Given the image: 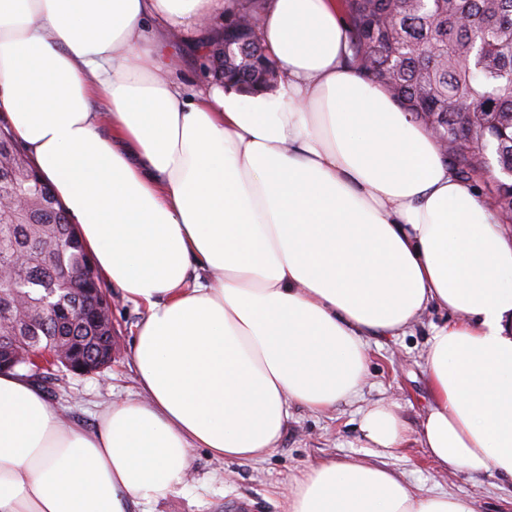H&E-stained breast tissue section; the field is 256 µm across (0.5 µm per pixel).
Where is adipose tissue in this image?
Returning <instances> with one entry per match:
<instances>
[{
    "label": "adipose tissue",
    "mask_w": 512,
    "mask_h": 512,
    "mask_svg": "<svg viewBox=\"0 0 512 512\" xmlns=\"http://www.w3.org/2000/svg\"><path fill=\"white\" fill-rule=\"evenodd\" d=\"M232 0H0V116L51 183L99 271L144 317L137 399L95 428L64 422L22 372H0V512H132L171 493L188 449L254 461L288 407L357 398L365 339L429 308L421 428L440 464L512 477V233L432 134L347 60L336 0H268L282 80L186 93L159 42ZM108 112L111 137L98 133ZM365 443L394 449L390 407ZM289 512H475L391 471L311 466Z\"/></svg>",
    "instance_id": "adipose-tissue-1"
}]
</instances>
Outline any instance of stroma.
<instances>
[{"mask_svg": "<svg viewBox=\"0 0 512 512\" xmlns=\"http://www.w3.org/2000/svg\"><path fill=\"white\" fill-rule=\"evenodd\" d=\"M174 78L196 91L213 85L199 49L181 38L162 46ZM112 324L120 347L103 371L77 375L54 370L37 379L45 401L69 422L95 427L100 413L113 404L137 398L139 386L130 350L144 310L112 288ZM445 313L431 310L400 336L366 339L365 374L360 396L328 411L292 406L278 443L258 461L218 460L208 449H190L186 477L176 491L147 504L146 512H289L288 486L295 476L324 460H344L380 466L397 473L418 495L444 493L473 501L476 512H512V478L493 471L467 474L448 470L435 461L420 440L421 423L431 405L424 368L426 342L433 325ZM375 404L392 407L400 417L406 440L390 453L369 447L361 438L360 412Z\"/></svg>", "mask_w": 512, "mask_h": 512, "instance_id": "obj_1", "label": "stroma"}]
</instances>
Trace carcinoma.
<instances>
[{"mask_svg":"<svg viewBox=\"0 0 512 512\" xmlns=\"http://www.w3.org/2000/svg\"><path fill=\"white\" fill-rule=\"evenodd\" d=\"M350 59L362 75L384 88L410 120L429 129L449 166L464 181L490 187L499 222L512 224V0H338ZM265 0H235L224 19V41L233 44L220 66L205 65L222 81L246 91L274 88L281 74L258 31L243 19L260 17ZM37 171L27 150L0 119V299L16 292L30 300L31 314L0 311V326L17 337L18 348L66 347L88 357L97 340L94 322L79 317L83 306L108 292L101 274L88 290L74 288L59 307L43 304L57 273L78 272L91 259L78 226L45 185L21 209L2 205L21 194L18 185ZM74 235L72 248H53Z\"/></svg>","mask_w":512,"mask_h":512,"instance_id":"obj_1","label":"carcinoma"}]
</instances>
